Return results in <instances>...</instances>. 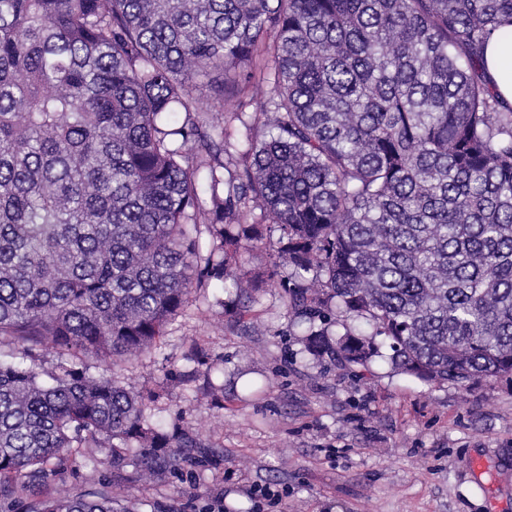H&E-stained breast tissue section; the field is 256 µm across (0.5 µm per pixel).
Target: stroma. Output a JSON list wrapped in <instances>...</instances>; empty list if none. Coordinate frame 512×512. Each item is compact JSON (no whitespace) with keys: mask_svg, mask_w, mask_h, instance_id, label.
<instances>
[{"mask_svg":"<svg viewBox=\"0 0 512 512\" xmlns=\"http://www.w3.org/2000/svg\"><path fill=\"white\" fill-rule=\"evenodd\" d=\"M283 291L259 289L250 329L224 313L227 292L204 288L172 318L146 356L112 364L77 358L148 397L169 425L212 445L147 484H133L132 512H253L246 490L284 484L283 512H512V380L470 389L433 385L385 362L355 376L305 351ZM484 467L473 471L471 458ZM117 469L101 448L71 449L45 490L95 489Z\"/></svg>","mask_w":512,"mask_h":512,"instance_id":"1","label":"stroma"}]
</instances>
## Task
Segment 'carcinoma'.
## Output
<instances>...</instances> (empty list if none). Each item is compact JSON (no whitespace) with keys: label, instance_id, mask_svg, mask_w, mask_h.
Segmentation results:
<instances>
[{"label":"carcinoma","instance_id":"carcinoma-1","mask_svg":"<svg viewBox=\"0 0 512 512\" xmlns=\"http://www.w3.org/2000/svg\"><path fill=\"white\" fill-rule=\"evenodd\" d=\"M505 20L512 0H0V341L132 358L193 287L232 280L248 328L269 281L313 356L511 377L512 104L483 61ZM270 224L263 278L242 262ZM76 445L139 453L43 494ZM184 448L210 445L111 378L0 362V501L128 512L114 487Z\"/></svg>","mask_w":512,"mask_h":512}]
</instances>
